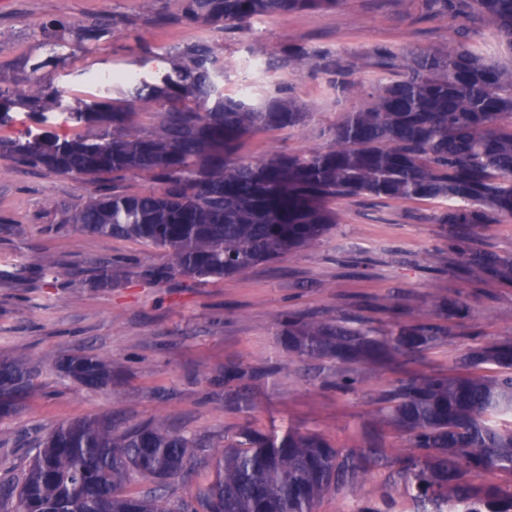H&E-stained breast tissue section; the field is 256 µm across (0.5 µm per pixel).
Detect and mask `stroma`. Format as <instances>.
<instances>
[{
  "mask_svg": "<svg viewBox=\"0 0 512 512\" xmlns=\"http://www.w3.org/2000/svg\"><path fill=\"white\" fill-rule=\"evenodd\" d=\"M177 0H0V88L12 91L38 76L54 98L44 113L12 99L0 138L46 134L94 138L95 127L72 115L96 102L122 101L116 73L152 82L171 68L179 47L207 39L224 64V92L255 101L292 96L317 112L292 131L259 133L241 148L258 160L276 150L323 146L343 113L366 108L367 95L338 99L331 72L283 61L288 47L306 44L353 64L355 79L377 75L376 51L406 54L450 48L457 21L427 17L423 0H346L329 11L259 17L245 29L155 21ZM97 26L96 39L84 30ZM278 68L263 71L265 61ZM91 184L0 158V353L37 366V393L18 415L0 419V480L19 479L36 439L59 424L110 418L122 428L165 419L168 427L203 441L186 480L170 483L171 501H191L212 480L209 459L221 455L243 425L313 429L339 448L378 442L389 456L409 451L405 439L375 416L374 398L395 375L448 372L456 355L476 342L512 339V288L480 275L461 277L458 256L431 217L444 200L416 202L350 198L337 201V224L322 241L259 264L232 278L198 283L174 275L163 250L128 238L101 237L67 224V210L85 200ZM111 261L112 285L93 288L100 262ZM71 271L68 284L48 287L45 272ZM460 296L471 307L449 338L417 362L394 370L360 367L354 394L333 386L336 366L317 363L304 374L275 334L281 312L333 317L358 315L373 325L390 320L396 299L407 317L428 311L435 296ZM77 353L108 355L117 372L111 387L88 391L63 377L56 364ZM255 370L246 383L225 381L228 364ZM249 404H231L229 392ZM384 506L412 512L392 467L365 474L351 490L327 494L317 512H363Z\"/></svg>",
  "mask_w": 512,
  "mask_h": 512,
  "instance_id": "stroma-1",
  "label": "stroma"
}]
</instances>
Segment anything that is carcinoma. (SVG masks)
Returning <instances> with one entry per match:
<instances>
[{
  "label": "carcinoma",
  "instance_id": "1",
  "mask_svg": "<svg viewBox=\"0 0 512 512\" xmlns=\"http://www.w3.org/2000/svg\"><path fill=\"white\" fill-rule=\"evenodd\" d=\"M345 0H180L159 15L167 25L239 28L283 12L332 10ZM431 15L465 20L457 46L403 56L384 47L371 102L347 112L326 145L277 150L258 161L239 154L255 133L291 130L316 113L293 99L254 102L224 95V64L205 41L176 55L170 71L149 84L126 73L124 93L158 108L149 130L134 126L124 104L99 102L75 119L98 128L94 139L53 136L45 142L0 139V157L90 179L93 195L69 211L68 223L105 237L141 240L167 252L169 273L206 280L246 273L318 244L336 224L330 203L367 196L431 201L448 209L434 223L448 235L464 275L483 274L512 287V257L477 251L469 241L487 224L512 220V65L477 45L490 26L512 52V0H424ZM320 52L288 48V62L317 64ZM23 96L39 107L40 80ZM154 187L119 190L128 173ZM459 297L438 296L433 310L384 330L361 319L278 314L276 335L300 361L336 364L334 387L358 390L355 365L387 369L410 363L449 336L448 322L468 316ZM58 370L79 386L112 384L107 355H71ZM34 366L0 355V418L15 414L34 391ZM380 421L414 452L393 460L376 446L337 448L323 435L288 428L243 427L212 461L213 479L194 503L173 507L165 487L184 479L201 443L160 420L122 431L110 418L71 421L40 439V450L15 487L0 486V504L18 498L16 512H316L329 491L353 488L373 466L391 462L415 512H512V486L482 479L512 475V341L480 343L456 357L448 374H408L375 400ZM136 473L155 483L145 495L124 491Z\"/></svg>",
  "mask_w": 512,
  "mask_h": 512
}]
</instances>
